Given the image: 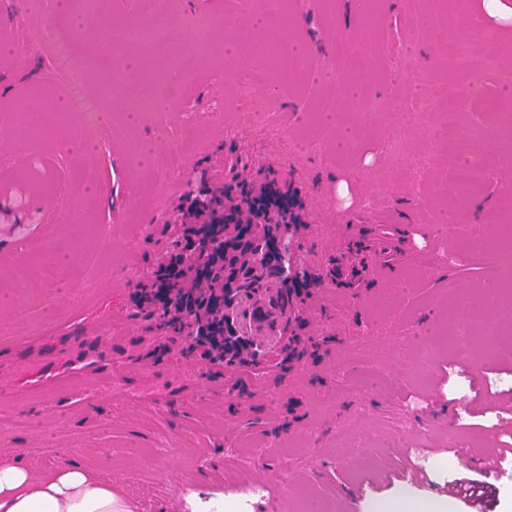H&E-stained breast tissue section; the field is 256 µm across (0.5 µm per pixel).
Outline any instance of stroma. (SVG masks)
I'll use <instances>...</instances> for the list:
<instances>
[{"instance_id": "35a3bbf8", "label": "stroma", "mask_w": 512, "mask_h": 512, "mask_svg": "<svg viewBox=\"0 0 512 512\" xmlns=\"http://www.w3.org/2000/svg\"><path fill=\"white\" fill-rule=\"evenodd\" d=\"M367 28L351 0H0V203H27L24 230L0 216V287L13 300L44 295L33 334L0 337V459L103 467L133 512H418L456 479L512 446V301L478 288L493 277L450 226L491 237L512 215V141L463 140L481 98L503 99L512 76V17L483 0H376ZM170 10L171 52L124 57L111 25ZM287 16L281 49L298 78L283 83L260 61L269 19ZM80 19L73 40L86 87L111 121L95 149L18 138L15 113L58 111L62 77L44 24ZM222 25L206 42L199 28ZM494 28L498 46L471 40L448 61L433 38ZM372 53H361L364 42ZM185 75L173 109L138 111L151 71ZM123 70L109 87V67ZM336 108L322 122L317 104ZM151 144L149 156L129 143ZM484 164L477 193L456 188L462 159ZM258 182H285L297 222L289 245L304 294L290 322L260 326L288 351L258 366L215 365L171 343L134 301L174 253L170 223L182 197L230 183L235 162ZM90 224L116 228L104 270L83 296ZM29 255L53 253L18 275ZM491 318L503 333L496 365L462 363L450 342ZM431 347L416 360L417 345ZM493 398L474 401L476 390ZM260 483L248 510L240 500Z\"/></svg>"}]
</instances>
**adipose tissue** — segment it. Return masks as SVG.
<instances>
[{"label": "adipose tissue", "mask_w": 512, "mask_h": 512, "mask_svg": "<svg viewBox=\"0 0 512 512\" xmlns=\"http://www.w3.org/2000/svg\"><path fill=\"white\" fill-rule=\"evenodd\" d=\"M0 512H130L99 470L0 464Z\"/></svg>", "instance_id": "obj_1"}]
</instances>
